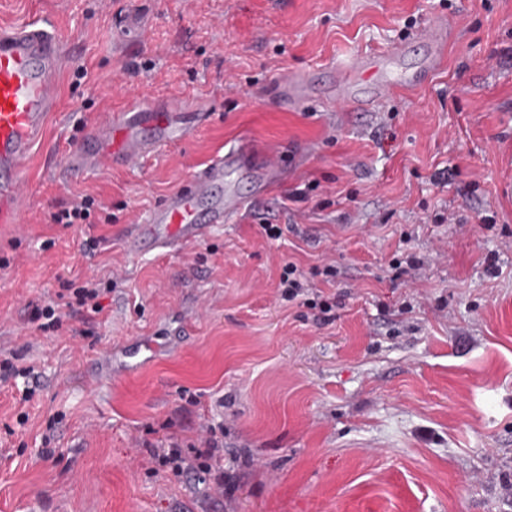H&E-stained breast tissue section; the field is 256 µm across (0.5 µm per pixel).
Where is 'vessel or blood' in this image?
Here are the masks:
<instances>
[{
	"mask_svg": "<svg viewBox=\"0 0 512 512\" xmlns=\"http://www.w3.org/2000/svg\"><path fill=\"white\" fill-rule=\"evenodd\" d=\"M417 36L428 47L419 69L400 79L388 78L390 64L405 52L401 43L384 54L353 56L337 65L330 101L352 97L369 107L386 95L421 86L440 68L452 32L447 23L437 21ZM63 55L61 40L45 28L33 23L0 26V224L19 223L26 205L22 175L58 109L56 76ZM277 90V105L296 110L311 96L313 84L294 85L283 79ZM208 117L203 108L178 100L148 105L133 99L125 111L100 120L81 147L69 154L67 165L79 174L104 164L138 162L156 149L185 141L193 123H204ZM233 173L250 179L251 196L263 195L280 175L279 153L240 144L215 155L137 224L126 239L127 249L135 254L148 250L168 255L202 240L212 225L233 222L250 198L223 190L225 177Z\"/></svg>",
	"mask_w": 512,
	"mask_h": 512,
	"instance_id": "vessel-or-blood-1",
	"label": "vessel or blood"
}]
</instances>
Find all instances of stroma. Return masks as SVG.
<instances>
[{"instance_id":"stroma-1","label":"stroma","mask_w":512,"mask_h":512,"mask_svg":"<svg viewBox=\"0 0 512 512\" xmlns=\"http://www.w3.org/2000/svg\"><path fill=\"white\" fill-rule=\"evenodd\" d=\"M441 16L457 36L416 90L275 108L279 72L329 83ZM22 21L66 56L23 221L0 225V352L20 370L0 382V512H512V0H0V26ZM135 94L211 117L71 175L65 153ZM242 138L280 151L265 195L181 253L124 251ZM84 195L90 223H53ZM289 262L330 322L280 298ZM90 278L102 312L40 330L34 309ZM156 336L173 351L101 377L102 350ZM210 424L223 488L153 473L157 446Z\"/></svg>"}]
</instances>
